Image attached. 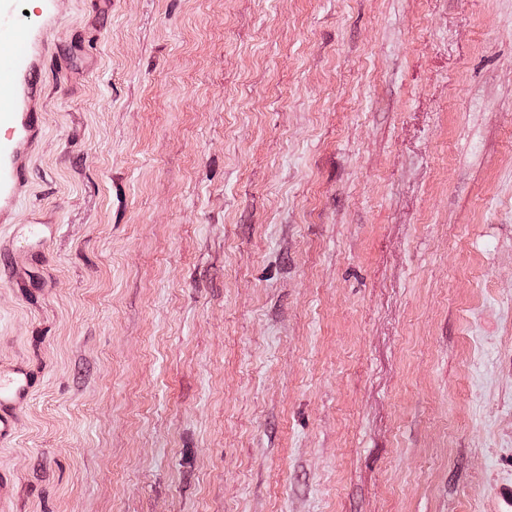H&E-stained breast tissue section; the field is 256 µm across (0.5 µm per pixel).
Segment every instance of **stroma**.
<instances>
[{
  "mask_svg": "<svg viewBox=\"0 0 512 512\" xmlns=\"http://www.w3.org/2000/svg\"><path fill=\"white\" fill-rule=\"evenodd\" d=\"M17 9L0 512H512V0ZM20 114V115H18ZM32 112H1L0 126L13 129V137H0V202L14 199L22 184V172L14 161L16 139H34L39 126ZM33 385L30 369L16 364L0 369V444L10 442L15 434L18 409L27 400Z\"/></svg>",
  "mask_w": 512,
  "mask_h": 512,
  "instance_id": "stroma-1",
  "label": "stroma"
}]
</instances>
